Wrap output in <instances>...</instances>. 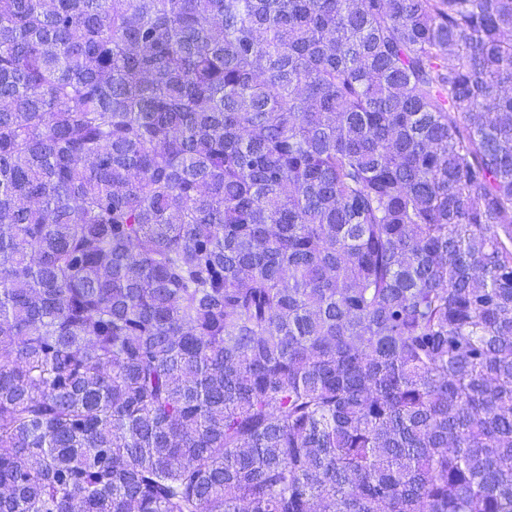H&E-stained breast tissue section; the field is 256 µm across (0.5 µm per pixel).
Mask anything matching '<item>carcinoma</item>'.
<instances>
[{
	"mask_svg": "<svg viewBox=\"0 0 512 512\" xmlns=\"http://www.w3.org/2000/svg\"><path fill=\"white\" fill-rule=\"evenodd\" d=\"M0 512H512V0H0Z\"/></svg>",
	"mask_w": 512,
	"mask_h": 512,
	"instance_id": "obj_1",
	"label": "carcinoma"
}]
</instances>
